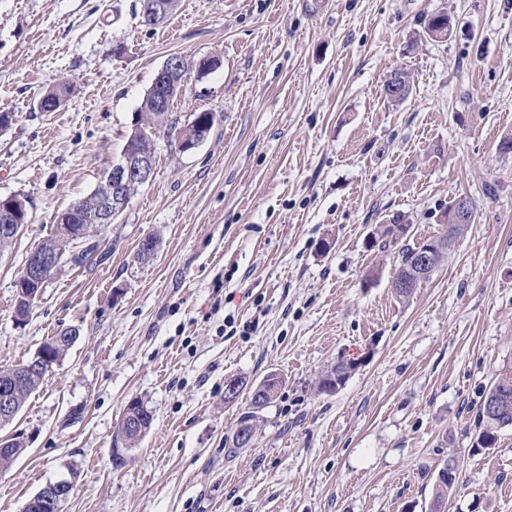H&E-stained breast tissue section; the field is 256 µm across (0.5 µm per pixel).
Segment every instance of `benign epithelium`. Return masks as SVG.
Instances as JSON below:
<instances>
[{"mask_svg":"<svg viewBox=\"0 0 512 512\" xmlns=\"http://www.w3.org/2000/svg\"><path fill=\"white\" fill-rule=\"evenodd\" d=\"M189 76L181 67L179 56H171L159 70L150 93L156 106L169 108L173 96L184 93ZM215 122L214 114L206 120L194 119L180 126L172 140L178 151L191 152L208 136L209 127ZM154 173V155L149 152L129 149L122 158L112 164L105 172L97 187L101 197L98 208L81 214V223H69L71 209L67 208L55 215V223L61 240L78 244L94 238L100 228L112 223L129 205V188L141 186L152 179ZM27 204L22 197L11 195L0 198V236L19 237L26 224ZM472 205L462 198L458 200L453 212L452 222L469 224L472 222ZM62 266L61 253L47 249H34L26 260L22 274L16 281V301L25 305L37 299L51 278ZM62 343L61 336H53L39 347L23 364L13 368L0 380V422H10L18 414L14 401L15 388L29 378L48 376L54 365V349ZM72 485L66 480L49 484L33 495L24 505L22 512H31L40 508L43 512H62L63 504L68 500Z\"/></svg>","mask_w":512,"mask_h":512,"instance_id":"benign-epithelium-1","label":"benign epithelium"}]
</instances>
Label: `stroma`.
I'll return each instance as SVG.
<instances>
[{
  "label": "stroma",
  "mask_w": 512,
  "mask_h": 512,
  "mask_svg": "<svg viewBox=\"0 0 512 512\" xmlns=\"http://www.w3.org/2000/svg\"><path fill=\"white\" fill-rule=\"evenodd\" d=\"M139 9L0 0V112L14 116L0 197H26L31 218L0 253V366L79 331L0 428L26 447L0 468V512L63 479V512H430L451 457L462 481L444 512H512V427L474 447L479 403L512 370V153L497 149L512 135V0H179L156 28ZM433 12L448 39L422 37ZM174 54L221 60L173 108L215 113L210 135L188 153L158 137L152 179L97 236L103 258L65 264L17 324L29 252L120 160ZM400 68L413 91L395 105L383 85ZM61 82L74 94L41 111ZM459 196L475 223L400 299L396 249L371 237L396 213L415 238L443 235ZM340 359L355 370L318 393ZM271 372L283 386L254 445L228 455L250 402L225 403V380ZM135 398L154 419L132 447L117 425Z\"/></svg>",
  "instance_id": "obj_1"
}]
</instances>
